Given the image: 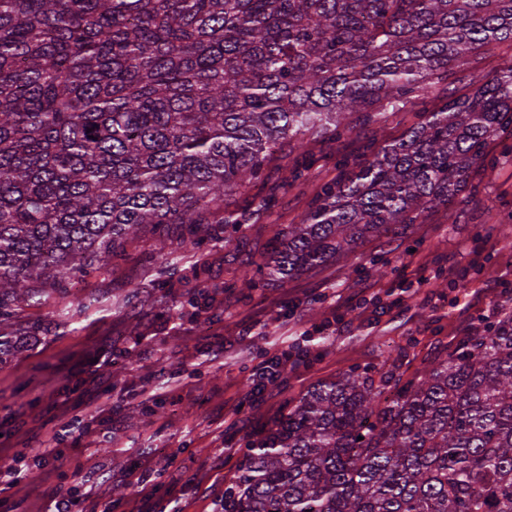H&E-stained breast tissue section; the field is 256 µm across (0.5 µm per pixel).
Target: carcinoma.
Masks as SVG:
<instances>
[{"mask_svg":"<svg viewBox=\"0 0 512 512\" xmlns=\"http://www.w3.org/2000/svg\"><path fill=\"white\" fill-rule=\"evenodd\" d=\"M512 0H0V365L73 271L195 223L307 135L418 113L324 186L257 287L402 234L512 134ZM447 83L440 95L439 83ZM458 84L472 92L457 94ZM222 512H512V315L392 398L354 372L315 385L248 444ZM512 55L510 43H494L490 46H482L469 57V67L478 69L488 79H491L496 71L501 57Z\"/></svg>","mask_w":512,"mask_h":512,"instance_id":"carcinoma-1","label":"carcinoma"}]
</instances>
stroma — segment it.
<instances>
[{
	"label": "stroma",
	"mask_w": 512,
	"mask_h": 512,
	"mask_svg": "<svg viewBox=\"0 0 512 512\" xmlns=\"http://www.w3.org/2000/svg\"><path fill=\"white\" fill-rule=\"evenodd\" d=\"M415 120L409 110L380 126L352 115L353 134L313 139L305 158L277 154L257 187L226 195L222 212L201 211V223L219 229L228 218L240 223L242 248L207 237L184 249L183 225L168 224L164 252L145 236L123 258L73 273L63 293L26 308L37 338L0 366V466L16 469L0 485V512H48L52 491L84 497L105 473L123 494H105L97 512H220L247 443L288 400L352 370L377 376L388 352L411 379L512 311L501 288L512 281V137L489 145L453 206L407 233L366 242L285 283L227 289L335 181L340 159L400 138ZM485 224L499 236L484 237ZM372 257L386 263V276L365 272ZM416 267L425 283L411 276ZM190 291L208 294L211 308L185 307L172 318L171 306ZM299 350L306 361L283 365L265 394L253 396L258 369ZM145 389L152 400L134 402ZM140 455L156 475L150 499L126 475Z\"/></svg>",
	"instance_id": "35a3bbf8"
}]
</instances>
